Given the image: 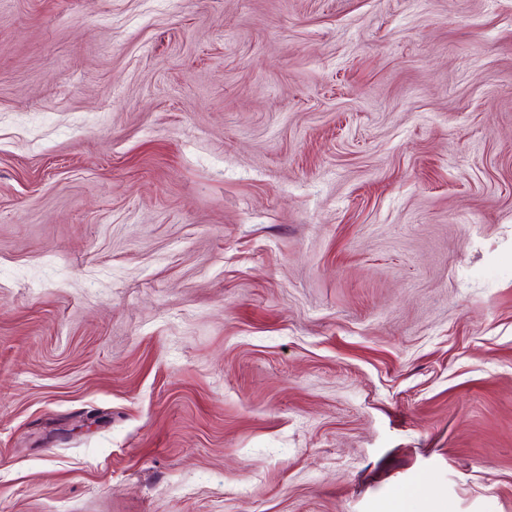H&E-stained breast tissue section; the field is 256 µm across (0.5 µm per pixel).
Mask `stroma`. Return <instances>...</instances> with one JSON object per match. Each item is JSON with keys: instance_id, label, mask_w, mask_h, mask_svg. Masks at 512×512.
<instances>
[{"instance_id": "1", "label": "stroma", "mask_w": 512, "mask_h": 512, "mask_svg": "<svg viewBox=\"0 0 512 512\" xmlns=\"http://www.w3.org/2000/svg\"><path fill=\"white\" fill-rule=\"evenodd\" d=\"M512 512V0H0V512Z\"/></svg>"}]
</instances>
